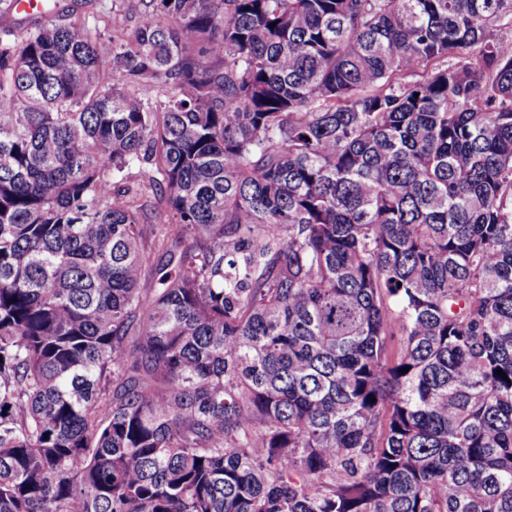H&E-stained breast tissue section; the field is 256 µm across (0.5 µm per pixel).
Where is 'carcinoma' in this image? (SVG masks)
<instances>
[{
	"mask_svg": "<svg viewBox=\"0 0 512 512\" xmlns=\"http://www.w3.org/2000/svg\"><path fill=\"white\" fill-rule=\"evenodd\" d=\"M42 6L0 43V512H512V0ZM151 172L149 167L134 165L127 171V178L135 186L143 189L142 202H146V207L151 216V227L156 231H163L167 220V208L164 197L151 188L149 178ZM141 202V203H142Z\"/></svg>",
	"mask_w": 512,
	"mask_h": 512,
	"instance_id": "obj_1",
	"label": "carcinoma"
}]
</instances>
